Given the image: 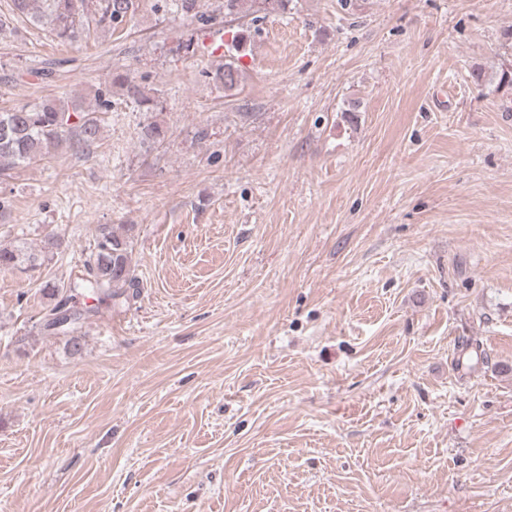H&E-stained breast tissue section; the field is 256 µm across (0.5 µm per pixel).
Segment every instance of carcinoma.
Instances as JSON below:
<instances>
[{"instance_id":"1","label":"carcinoma","mask_w":512,"mask_h":512,"mask_svg":"<svg viewBox=\"0 0 512 512\" xmlns=\"http://www.w3.org/2000/svg\"><path fill=\"white\" fill-rule=\"evenodd\" d=\"M12 14L30 16L32 22L50 21L57 37L77 40L84 32L83 20L98 16L96 23L117 28L135 10L134 0H11ZM286 0H223L224 25L232 31V47L239 53L250 40L251 24L258 12H271L284 6ZM214 84L232 90L239 82L235 61L228 60L212 74ZM113 82L127 86V97L151 112L158 97L149 96L139 86L118 74ZM112 96L99 90L89 106H69L63 101L47 100L0 112V171L6 172L40 160L60 146L67 145L76 153H87L101 139V114L113 109ZM163 130L150 123L139 132L142 143H158ZM133 226L99 224L95 228L94 247L83 261L85 274L69 283L70 291L120 298L136 287L137 277L132 262ZM60 247V240L47 235L38 249L0 243V271L17 267L40 269L47 256Z\"/></svg>"}]
</instances>
